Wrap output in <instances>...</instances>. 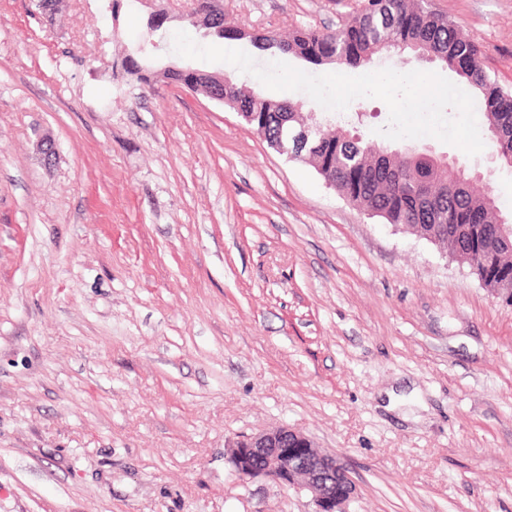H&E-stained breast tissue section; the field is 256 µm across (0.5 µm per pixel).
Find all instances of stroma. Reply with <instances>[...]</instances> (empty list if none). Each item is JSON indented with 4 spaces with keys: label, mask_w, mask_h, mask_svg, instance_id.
Instances as JSON below:
<instances>
[{
    "label": "stroma",
    "mask_w": 512,
    "mask_h": 512,
    "mask_svg": "<svg viewBox=\"0 0 512 512\" xmlns=\"http://www.w3.org/2000/svg\"><path fill=\"white\" fill-rule=\"evenodd\" d=\"M193 2L64 0L46 23L35 0H0V512H316L227 461L281 425L345 465L350 512H512V304L169 82L174 33L207 42ZM360 4L224 13L285 34ZM429 7L512 88V0ZM412 145L512 212L488 152Z\"/></svg>",
    "instance_id": "35a3bbf8"
}]
</instances>
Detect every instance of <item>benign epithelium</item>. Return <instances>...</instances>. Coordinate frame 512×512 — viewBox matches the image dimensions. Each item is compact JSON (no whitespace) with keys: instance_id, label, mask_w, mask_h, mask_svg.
Segmentation results:
<instances>
[{"instance_id":"obj_1","label":"benign epithelium","mask_w":512,"mask_h":512,"mask_svg":"<svg viewBox=\"0 0 512 512\" xmlns=\"http://www.w3.org/2000/svg\"><path fill=\"white\" fill-rule=\"evenodd\" d=\"M194 20L209 32L224 27L221 14L200 11ZM229 448V461L239 477H262L288 489L306 490L317 512H349L357 497L356 485L340 459L320 451L308 436L288 426L244 436Z\"/></svg>"}]
</instances>
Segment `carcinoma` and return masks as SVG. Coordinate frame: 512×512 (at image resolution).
I'll return each instance as SVG.
<instances>
[{"label":"carcinoma","mask_w":512,"mask_h":512,"mask_svg":"<svg viewBox=\"0 0 512 512\" xmlns=\"http://www.w3.org/2000/svg\"><path fill=\"white\" fill-rule=\"evenodd\" d=\"M263 50L293 54L314 66H370L384 52L431 57L454 72L460 88L480 101L482 133L502 165L512 167V91L485 69L475 39L462 36L424 0H367L334 29H295L250 37ZM166 78L206 92L205 73L170 67ZM224 97L252 115L249 125L270 142L282 141L292 159L311 165L347 201L386 224L448 251L477 256L472 275L493 289L512 281V233L488 191L475 188L465 167L418 149L399 152L343 126L327 128L304 104L281 102L224 79Z\"/></svg>","instance_id":"1"}]
</instances>
